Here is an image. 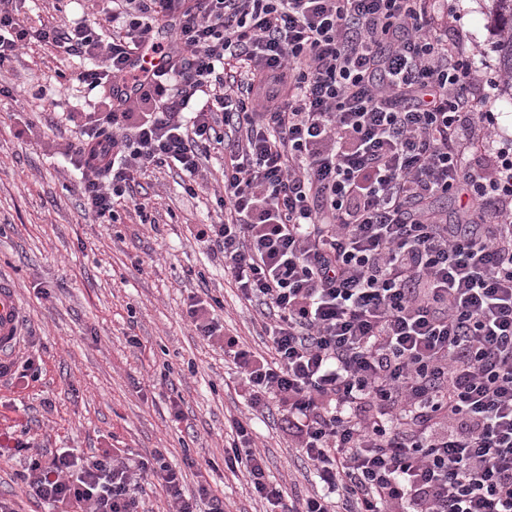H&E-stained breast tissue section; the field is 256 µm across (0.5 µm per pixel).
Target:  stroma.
Instances as JSON below:
<instances>
[{"mask_svg": "<svg viewBox=\"0 0 512 512\" xmlns=\"http://www.w3.org/2000/svg\"><path fill=\"white\" fill-rule=\"evenodd\" d=\"M482 62L483 81L500 80L491 0H457ZM28 25L62 18L111 23L97 0H26ZM83 60L34 43L0 67V278L13 286L21 306V333L38 380L0 382V434L39 448L89 453L121 448L129 458L165 450L170 464L184 458L185 485L196 492L206 480L224 501V512H263L243 477L224 467V433L230 417L249 418L265 453L268 475L287 492L315 487L307 461L292 448L278 410L248 409L239 376L224 359V343L196 336L188 316L202 291L224 304L225 332L247 343L257 339L255 310L238 300L224 279V260L194 237L197 225L224 218L214 191L222 184L224 149L211 150L187 195L182 174L161 167L138 179L136 202L117 206L119 220L99 224L85 214L79 183L65 155L82 129L70 113L109 92L80 81ZM139 346H131L130 336ZM180 397L182 419L170 413ZM29 451L0 457V497L15 512H52L27 497L18 479Z\"/></svg>", "mask_w": 512, "mask_h": 512, "instance_id": "35a3bbf8", "label": "stroma"}]
</instances>
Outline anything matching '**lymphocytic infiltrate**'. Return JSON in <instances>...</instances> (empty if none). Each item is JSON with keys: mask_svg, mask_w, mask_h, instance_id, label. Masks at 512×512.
<instances>
[{"mask_svg": "<svg viewBox=\"0 0 512 512\" xmlns=\"http://www.w3.org/2000/svg\"><path fill=\"white\" fill-rule=\"evenodd\" d=\"M98 22L27 26L0 0V67L31 42L89 60L109 87L75 151L83 205L115 221L138 173H188L225 145L220 224L196 237L261 306L263 351L222 336L253 411L278 402L321 489L286 497L247 421L224 466L278 512H512V140L448 0H111ZM150 48L158 69L136 71ZM461 197L456 223L433 200ZM54 512H224L162 451L35 454L21 476Z\"/></svg>", "mask_w": 512, "mask_h": 512, "instance_id": "obj_1", "label": "lymphocytic infiltrate"}]
</instances>
